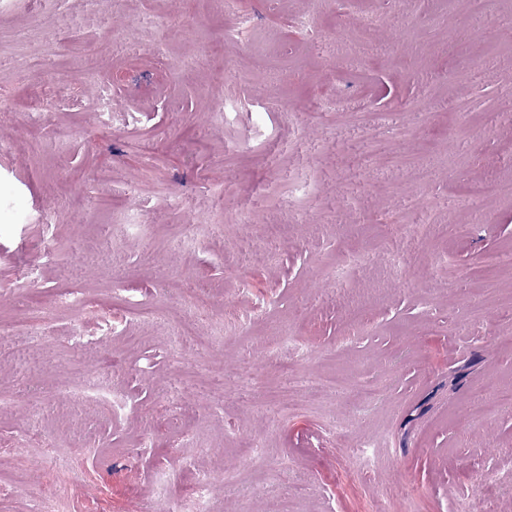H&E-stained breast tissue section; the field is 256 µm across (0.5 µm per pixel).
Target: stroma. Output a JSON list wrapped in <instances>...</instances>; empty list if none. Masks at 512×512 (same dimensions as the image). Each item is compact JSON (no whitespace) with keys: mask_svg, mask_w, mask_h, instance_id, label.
Returning a JSON list of instances; mask_svg holds the SVG:
<instances>
[{"mask_svg":"<svg viewBox=\"0 0 512 512\" xmlns=\"http://www.w3.org/2000/svg\"><path fill=\"white\" fill-rule=\"evenodd\" d=\"M238 5L239 35L223 0H0V324H52L0 337V484L38 463L0 512L62 483L69 512H174L202 472L213 512H512V402L469 416L512 387V266L466 289L512 249V0ZM204 289L244 322L174 348ZM116 294L168 323L72 349L67 298L90 325ZM288 337L297 371L338 383L277 415ZM86 376L125 410L71 395Z\"/></svg>","mask_w":512,"mask_h":512,"instance_id":"stroma-1","label":"stroma"}]
</instances>
